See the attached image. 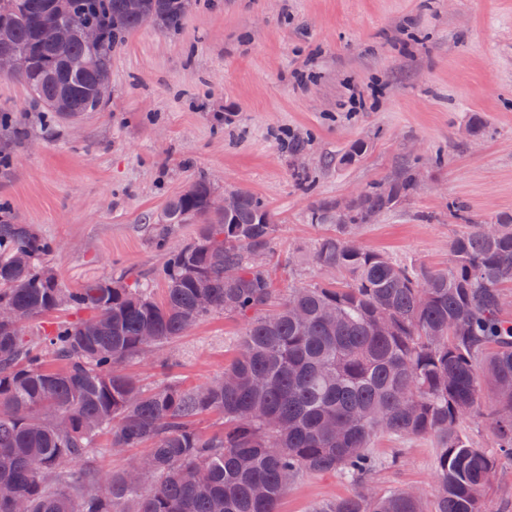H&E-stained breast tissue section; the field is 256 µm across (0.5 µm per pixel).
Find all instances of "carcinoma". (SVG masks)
<instances>
[{"mask_svg":"<svg viewBox=\"0 0 512 512\" xmlns=\"http://www.w3.org/2000/svg\"><path fill=\"white\" fill-rule=\"evenodd\" d=\"M191 2L0 0V67L15 68L50 112L97 109L94 89L110 81L112 49L140 29V13L175 31ZM46 23L69 28L67 40L40 42ZM85 26L101 33L98 46ZM415 176L405 165L361 189L346 224L335 201L312 205L311 223L332 230L311 260L336 279L292 285L281 299L264 265L275 214L247 190L229 219L207 211L204 175L155 218L162 242L197 225L196 244L174 249L163 268L160 298L138 280L62 287L49 266L58 244L1 218L0 308L19 324H0V486L18 495L0 498V512H278L299 474L325 472L355 492L314 512H486L499 467L466 427L488 426L493 447L512 457V321L502 316L512 215L478 223L454 207L468 228L443 268L365 247L357 231L412 196ZM56 312L76 318L27 333V322ZM216 313L244 322L220 381L143 388L129 367ZM212 413L224 427L204 435L196 422ZM382 435L436 441L433 494L374 485L383 462L369 448ZM141 447L148 453L121 471L100 476L92 465L102 451Z\"/></svg>","mask_w":512,"mask_h":512,"instance_id":"1","label":"carcinoma"}]
</instances>
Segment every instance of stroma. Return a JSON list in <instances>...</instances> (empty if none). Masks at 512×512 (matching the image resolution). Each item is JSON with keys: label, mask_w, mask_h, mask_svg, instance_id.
<instances>
[{"label": "stroma", "mask_w": 512, "mask_h": 512, "mask_svg": "<svg viewBox=\"0 0 512 512\" xmlns=\"http://www.w3.org/2000/svg\"><path fill=\"white\" fill-rule=\"evenodd\" d=\"M1 112L10 163L0 202L13 223L60 243L50 264L64 287L155 278L197 227L162 243L144 218L201 174L276 213L271 263L284 291L327 277L309 259L313 203L410 164L422 174L414 195L359 238L400 261L443 264L461 230L449 204L476 221L512 214V0H196L179 31L141 28L113 49L100 109L50 117L0 76ZM357 142L365 153L339 164ZM241 334L237 317L216 315L134 371L155 382L168 359L171 377L204 385ZM398 450L403 462L378 483L431 487L432 441L379 438L371 453L385 461ZM352 490L340 475L304 474L280 512H314Z\"/></svg>", "instance_id": "obj_1"}]
</instances>
